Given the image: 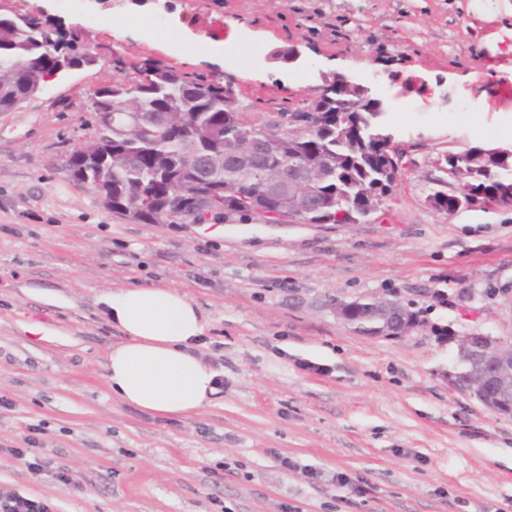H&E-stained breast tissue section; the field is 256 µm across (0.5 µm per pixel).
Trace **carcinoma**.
Wrapping results in <instances>:
<instances>
[{"mask_svg":"<svg viewBox=\"0 0 512 512\" xmlns=\"http://www.w3.org/2000/svg\"><path fill=\"white\" fill-rule=\"evenodd\" d=\"M54 43L56 57L67 68L55 71V60L42 48L43 39ZM92 65L82 39L63 36L56 23L33 13L0 12V112H9L38 96L52 76ZM112 69L130 76L98 88L92 112H104L113 97L125 95V112L112 118V212L141 224H162L173 209L193 223L204 219L198 203L217 198L224 210L214 220L233 215L265 220L276 202L255 187L240 185L241 174L224 162L225 135L240 126L261 127L276 138L273 155L262 164L276 166L291 157L308 162L316 176L309 183L315 201L313 224H348L352 216L379 212L380 197L390 185L383 172L393 166L385 154L370 155L360 143L346 141L344 123L360 120L370 135H383L382 113L373 111L375 99L366 92L333 90L306 100L278 119L249 121L239 111L233 85L220 77L190 75L158 62L112 57ZM152 73L143 83L139 74ZM130 112H174L181 115L179 129L151 126L133 128ZM144 146L140 164L129 168L125 155ZM216 156L202 175L190 163L192 155ZM462 171L451 172L457 183L485 201L512 195V156L494 146L465 149ZM351 201L352 215L336 217V196Z\"/></svg>","mask_w":512,"mask_h":512,"instance_id":"1","label":"carcinoma"}]
</instances>
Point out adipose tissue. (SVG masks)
Wrapping results in <instances>:
<instances>
[{
  "label": "adipose tissue",
  "mask_w": 512,
  "mask_h": 512,
  "mask_svg": "<svg viewBox=\"0 0 512 512\" xmlns=\"http://www.w3.org/2000/svg\"><path fill=\"white\" fill-rule=\"evenodd\" d=\"M124 336L107 354V381L120 399L161 417L188 418L209 406L217 373L192 353L206 319L173 288L133 286L104 299Z\"/></svg>",
  "instance_id": "1"
}]
</instances>
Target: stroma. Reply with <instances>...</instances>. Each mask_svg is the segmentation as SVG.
I'll use <instances>...</instances> for the list:
<instances>
[{"label": "stroma", "instance_id": "35a3bbf8", "mask_svg": "<svg viewBox=\"0 0 512 512\" xmlns=\"http://www.w3.org/2000/svg\"><path fill=\"white\" fill-rule=\"evenodd\" d=\"M12 5L116 54L222 77L251 120L347 74L383 101L403 159L383 216L356 224H140L63 170L109 65L0 112V396L13 403L0 485L55 512H512V418L443 377L455 337L512 341V209L451 217L427 201L443 154L512 141V0H168L171 36L138 24L157 0L117 14L98 0ZM293 46L296 63L269 62ZM137 283L185 292L207 318L194 350L224 384L196 415L143 412L106 379L124 336L104 299ZM365 296L400 301L417 327L358 333L336 303ZM36 422L41 454L75 485L7 452ZM285 456L363 492L342 497Z\"/></svg>", "mask_w": 512, "mask_h": 512}]
</instances>
